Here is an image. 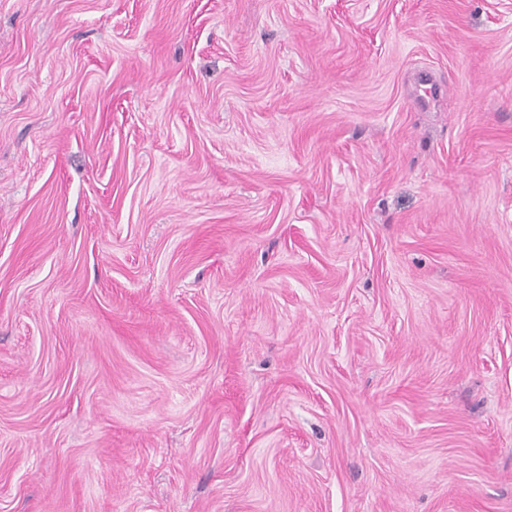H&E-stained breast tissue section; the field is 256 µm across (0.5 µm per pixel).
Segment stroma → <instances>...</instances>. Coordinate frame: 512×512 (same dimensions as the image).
Returning a JSON list of instances; mask_svg holds the SVG:
<instances>
[{
    "label": "stroma",
    "instance_id": "obj_1",
    "mask_svg": "<svg viewBox=\"0 0 512 512\" xmlns=\"http://www.w3.org/2000/svg\"><path fill=\"white\" fill-rule=\"evenodd\" d=\"M0 512H512V0H0Z\"/></svg>",
    "mask_w": 512,
    "mask_h": 512
}]
</instances>
